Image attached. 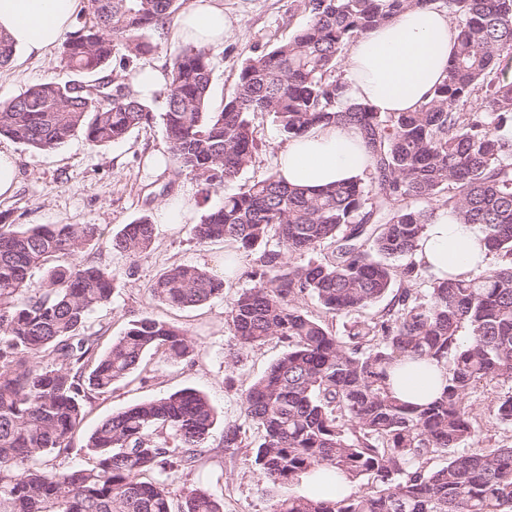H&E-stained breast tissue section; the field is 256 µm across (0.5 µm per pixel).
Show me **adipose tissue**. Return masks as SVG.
Returning <instances> with one entry per match:
<instances>
[{
	"instance_id": "adipose-tissue-1",
	"label": "adipose tissue",
	"mask_w": 512,
	"mask_h": 512,
	"mask_svg": "<svg viewBox=\"0 0 512 512\" xmlns=\"http://www.w3.org/2000/svg\"><path fill=\"white\" fill-rule=\"evenodd\" d=\"M76 3L0 0V33L26 56H42L69 29ZM227 29L220 0H194L173 37L202 48L223 42ZM455 45L456 30L447 11L426 6L401 13L352 42L344 66L348 94L381 113L415 110L446 77ZM369 164L357 128L343 123L290 139L278 155V168L287 182L313 189L364 177ZM415 257L435 276L466 277L486 268L490 255L475 227L442 212L427 225ZM445 384L444 368L423 358L403 361L390 381L398 397L414 404L438 397ZM298 483L302 495L309 498L337 499L355 490L353 483L334 472L303 473Z\"/></svg>"
}]
</instances>
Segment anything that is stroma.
<instances>
[{"label": "stroma", "mask_w": 512, "mask_h": 512, "mask_svg": "<svg viewBox=\"0 0 512 512\" xmlns=\"http://www.w3.org/2000/svg\"><path fill=\"white\" fill-rule=\"evenodd\" d=\"M222 3L231 28L223 43L207 49L212 65L209 105L215 111L222 109L247 57L287 39L306 21L294 0ZM172 28L168 22L146 32L145 39L153 49L135 59V67L168 70L181 47L172 38ZM51 78H69L60 66L59 49L40 57L14 54L6 66L0 67V106L28 87ZM150 104L155 113L151 123L134 129L124 141L103 147L92 146L80 133L53 152L31 149L0 136V149L14 153L18 169L12 195L0 198V222L21 226L94 224L102 232L84 257L111 269L120 279V288L110 303L92 314L93 329L110 339L121 335L132 320L150 316L179 326L198 344V354L192 363H172L164 354L153 352L127 380L116 383L108 392L94 394L69 450L49 458L48 466L65 469L88 464L86 438L102 420L136 403L191 387L208 396L217 410L218 423L201 465L190 475L175 477L172 490L178 493L190 486L207 488L223 499L224 512H274L278 498L297 494L296 483L275 489L265 487L251 449L243 448L227 457L221 445L225 427L244 421L242 389L268 371L283 347L270 341L254 349L239 348L230 327L229 302L235 293L253 287L249 275L252 260L237 254L233 243H196L189 227L221 205L225 194L236 191L239 185L276 172L277 154L285 141L271 115H256L253 125L259 148L252 165L237 181L205 194L192 176L176 173L173 167L149 168L148 155L168 151L161 120L165 101L155 96ZM173 202L186 208V223H163L162 210ZM143 216L149 217L155 226L151 250L136 258L114 251L113 235ZM232 253L237 254L239 267L235 275L228 277L224 265ZM177 264H194L225 276L227 287L223 295L191 309L173 308L153 300L149 285ZM504 392V387L497 384H483L468 397L481 428L480 447L512 444V427L499 423L495 417Z\"/></svg>", "instance_id": "1"}]
</instances>
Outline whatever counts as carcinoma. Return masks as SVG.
Segmentation results:
<instances>
[{
	"instance_id": "1",
	"label": "carcinoma",
	"mask_w": 512,
	"mask_h": 512,
	"mask_svg": "<svg viewBox=\"0 0 512 512\" xmlns=\"http://www.w3.org/2000/svg\"><path fill=\"white\" fill-rule=\"evenodd\" d=\"M307 22L287 40L247 58L219 111L209 108L212 65L187 44L172 58L163 124L169 161L207 190L234 180L257 149L250 116H273L285 139L320 125L357 127L371 165L364 179L317 192L279 173L224 197L190 234L229 241L254 254L257 285L230 303L233 335L245 349L275 340L284 351L241 393L245 421L224 429V454L260 431L255 463L268 484L334 470L356 484L340 499L281 497L274 512H512V446L475 447L480 426L468 396L482 383L512 386V0H295ZM185 0H90L92 24L62 37L67 81L34 85L0 107V135L41 151L84 134L95 146L119 142L153 119L129 84L105 74L152 50L143 34ZM438 4L459 31L448 75L414 112L381 113L351 100L341 55L353 40L408 9ZM484 235L497 265L467 278L431 279L429 300L397 290L391 306L337 336L300 305L364 313L396 281L424 272L418 239L441 211ZM93 224L0 225V512H224L206 488H188L173 508L168 477L200 465L217 412L185 388L124 408L87 437L93 464L50 470L69 450L94 392L129 378L151 351L193 359L187 333L143 316L98 352L89 319L109 303L117 276L83 259ZM141 217L112 238L137 257L154 242ZM321 261L294 255L323 247ZM53 255L68 266L32 269ZM225 281L196 265L161 273L150 296L178 308L224 293ZM407 357L441 364L447 385L425 405L392 395L389 370ZM497 419L512 423V391ZM434 458L443 465L429 468ZM373 484L374 488L364 489Z\"/></svg>"
}]
</instances>
